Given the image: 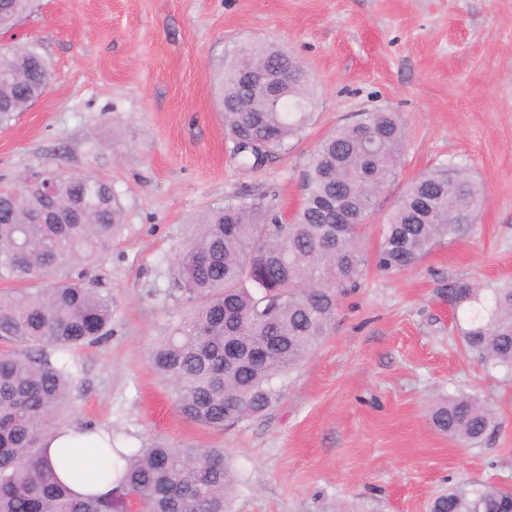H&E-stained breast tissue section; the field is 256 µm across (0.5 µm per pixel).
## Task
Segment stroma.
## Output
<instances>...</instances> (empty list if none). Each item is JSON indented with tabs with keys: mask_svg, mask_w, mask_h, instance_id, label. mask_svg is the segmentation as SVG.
I'll use <instances>...</instances> for the list:
<instances>
[{
	"mask_svg": "<svg viewBox=\"0 0 512 512\" xmlns=\"http://www.w3.org/2000/svg\"><path fill=\"white\" fill-rule=\"evenodd\" d=\"M17 35L46 59V94L0 128V187L63 168L111 183L124 229L94 287L112 295V336L74 349L71 422L107 427L123 452L162 442L222 449L232 512H429L461 481L512 489V371L463 349L448 287L512 282V0H36ZM306 66L313 118L254 171L224 136L218 73L246 44ZM398 113L404 165L378 199L365 266L332 330L278 379L266 413L216 432L185 421L149 367L156 336L185 310L171 262L198 217L267 196L293 215L310 154L361 113ZM106 142L93 153L91 141ZM464 168L484 203L460 240L412 269L379 271L383 219L438 164ZM487 399L498 426L477 447L429 420L443 398Z\"/></svg>",
	"mask_w": 512,
	"mask_h": 512,
	"instance_id": "1",
	"label": "stroma"
}]
</instances>
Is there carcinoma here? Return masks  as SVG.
Instances as JSON below:
<instances>
[{"label":"carcinoma","mask_w":512,"mask_h":512,"mask_svg":"<svg viewBox=\"0 0 512 512\" xmlns=\"http://www.w3.org/2000/svg\"><path fill=\"white\" fill-rule=\"evenodd\" d=\"M34 0H0V33L14 31ZM285 72L283 106L242 92L246 61ZM0 127L42 97L50 85L44 57L31 45L0 44ZM224 127L245 170L261 167L306 128L312 98L305 66L267 44L243 48L222 75ZM405 132L393 112L361 114L321 139L310 154L305 195L282 222L265 197L209 209L172 263L171 290L185 313L149 352L153 371L170 384L178 412L222 432L260 415L279 397L276 379L296 367L330 334L338 294L365 259L359 249L380 194L398 175ZM57 174L49 196L42 175ZM482 192L463 169L440 165L413 179L387 215L376 267L414 266L437 241L457 239L478 215ZM123 210L112 184L91 174L42 169L0 191V512H228L237 478L218 448L155 445L125 456L123 478L108 496L76 497L44 442L62 428L70 397L68 366L53 351L93 346L112 337V296L91 287L88 269L120 233ZM464 309L465 348L490 368L512 370V287L482 288L461 280L448 289ZM239 348L224 364V345ZM448 438L483 441L496 427L489 402L459 393L432 410ZM430 512H512V490L463 481L437 496Z\"/></svg>","instance_id":"carcinoma-1"}]
</instances>
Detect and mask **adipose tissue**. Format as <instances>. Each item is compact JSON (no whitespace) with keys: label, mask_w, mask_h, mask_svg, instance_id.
Returning a JSON list of instances; mask_svg holds the SVG:
<instances>
[{"label":"adipose tissue","mask_w":512,"mask_h":512,"mask_svg":"<svg viewBox=\"0 0 512 512\" xmlns=\"http://www.w3.org/2000/svg\"><path fill=\"white\" fill-rule=\"evenodd\" d=\"M111 431L96 427H68L54 432L46 441L48 457H55L58 449L71 452V467L60 472L59 477L79 495L109 493L119 479L118 474H110L107 479H97L100 466L99 449L108 447Z\"/></svg>","instance_id":"ef3b65f1"}]
</instances>
